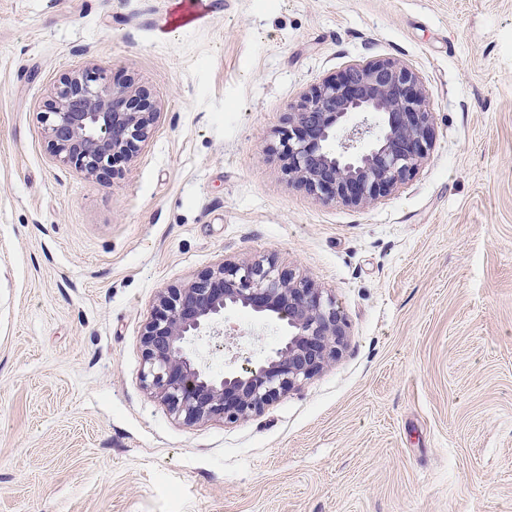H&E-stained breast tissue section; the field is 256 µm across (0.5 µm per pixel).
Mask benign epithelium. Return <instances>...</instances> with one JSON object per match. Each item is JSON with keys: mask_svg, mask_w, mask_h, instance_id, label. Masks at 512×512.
<instances>
[{"mask_svg": "<svg viewBox=\"0 0 512 512\" xmlns=\"http://www.w3.org/2000/svg\"><path fill=\"white\" fill-rule=\"evenodd\" d=\"M159 113L143 89L64 74L41 120L62 163L108 182L113 164L149 138ZM432 115L418 76L388 60L349 65L289 106L280 131L284 170L310 193L357 208L408 180L432 146ZM239 309L278 323V346L214 375L194 347L224 335ZM347 322L325 289L272 259L224 262L180 288H167L141 335L146 387L169 409L197 423L249 417L336 360Z\"/></svg>", "mask_w": 512, "mask_h": 512, "instance_id": "7a95c632", "label": "benign epithelium"}]
</instances>
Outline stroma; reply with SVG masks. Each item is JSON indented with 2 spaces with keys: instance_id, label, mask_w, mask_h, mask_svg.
<instances>
[{
  "instance_id": "35a3bbf8",
  "label": "stroma",
  "mask_w": 512,
  "mask_h": 512,
  "mask_svg": "<svg viewBox=\"0 0 512 512\" xmlns=\"http://www.w3.org/2000/svg\"><path fill=\"white\" fill-rule=\"evenodd\" d=\"M0 0V512H512V0ZM419 77L433 143L360 209L290 180L288 107L355 62ZM159 118L103 184L48 148L61 75ZM275 258L336 298V361L248 418L142 381L160 292ZM213 374L280 342L230 313Z\"/></svg>"
}]
</instances>
